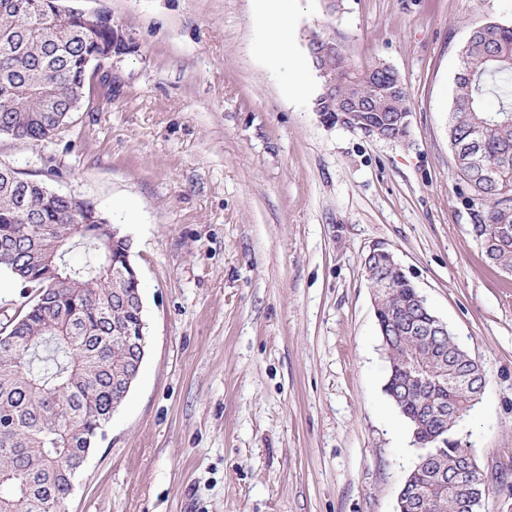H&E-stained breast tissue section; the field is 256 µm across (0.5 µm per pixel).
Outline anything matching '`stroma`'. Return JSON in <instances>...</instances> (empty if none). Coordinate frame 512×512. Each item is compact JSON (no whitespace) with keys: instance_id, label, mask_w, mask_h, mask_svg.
Instances as JSON below:
<instances>
[{"instance_id":"stroma-1","label":"stroma","mask_w":512,"mask_h":512,"mask_svg":"<svg viewBox=\"0 0 512 512\" xmlns=\"http://www.w3.org/2000/svg\"><path fill=\"white\" fill-rule=\"evenodd\" d=\"M133 48L89 69L56 136L0 163L89 200L131 238L147 323L137 381L65 512H396L419 451L385 392L363 261L385 244L486 384L458 438L512 512V274L457 198L448 112L471 31L512 0H290L292 56L257 0H66ZM397 71L398 142L325 126L291 93L311 33Z\"/></svg>"}]
</instances>
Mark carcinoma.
Here are the masks:
<instances>
[{"label":"carcinoma","instance_id":"obj_1","mask_svg":"<svg viewBox=\"0 0 512 512\" xmlns=\"http://www.w3.org/2000/svg\"><path fill=\"white\" fill-rule=\"evenodd\" d=\"M54 3L0 0V130L16 139L55 136L77 92L85 91L88 58L112 44V17L87 26L57 15ZM321 40L329 51L317 56L311 46L310 54L317 71L336 75V86L328 94L319 89L315 111L335 116L337 100L352 91L369 112L411 111L392 68L355 65L335 38ZM448 138L471 234L492 266L512 269V26H480L462 48ZM114 229L94 203L56 196L0 163V270L24 298L0 324V512H64L76 475L104 436L112 404L130 389L139 357L125 342L140 336L142 316L130 303L134 282L119 272L131 239ZM76 247L83 254L79 263L66 259ZM416 295L396 270L376 315L387 361L409 356L427 369L421 383L407 384L400 375L390 383L437 434V447L405 493L423 483L430 512H465V493L447 492L444 482L471 463L455 433L485 377L453 336L427 324L430 315L406 335L402 318ZM445 372L474 380L445 386Z\"/></svg>","mask_w":512,"mask_h":512}]
</instances>
